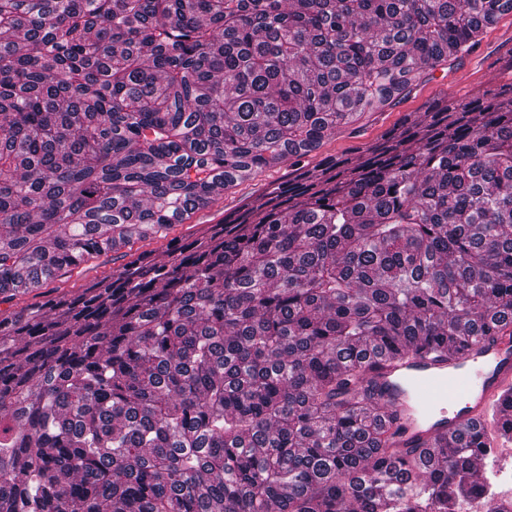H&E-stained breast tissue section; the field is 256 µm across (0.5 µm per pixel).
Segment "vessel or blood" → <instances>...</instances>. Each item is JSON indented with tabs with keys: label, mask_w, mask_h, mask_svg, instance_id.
Masks as SVG:
<instances>
[{
	"label": "vessel or blood",
	"mask_w": 512,
	"mask_h": 512,
	"mask_svg": "<svg viewBox=\"0 0 512 512\" xmlns=\"http://www.w3.org/2000/svg\"><path fill=\"white\" fill-rule=\"evenodd\" d=\"M373 394L396 414L387 431L400 451L438 436L487 425L512 395V329L504 328L462 350L426 351L400 361L372 359Z\"/></svg>",
	"instance_id": "b4317fda"
}]
</instances>
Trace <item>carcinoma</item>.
Listing matches in <instances>:
<instances>
[{
    "instance_id": "1",
    "label": "carcinoma",
    "mask_w": 512,
    "mask_h": 512,
    "mask_svg": "<svg viewBox=\"0 0 512 512\" xmlns=\"http://www.w3.org/2000/svg\"><path fill=\"white\" fill-rule=\"evenodd\" d=\"M512 0H0V512H460L485 429L391 449L367 356L512 324V83L297 159ZM292 161L164 256L58 273ZM113 255L116 256L117 254L109 253L92 259L87 264L73 269L62 277H58L54 281L50 282L46 289H42L40 291H48L51 288H58L59 291H70L79 288L81 284L94 279L95 277L108 275L112 273V270L116 269L120 263H122V261L113 263Z\"/></svg>"
}]
</instances>
